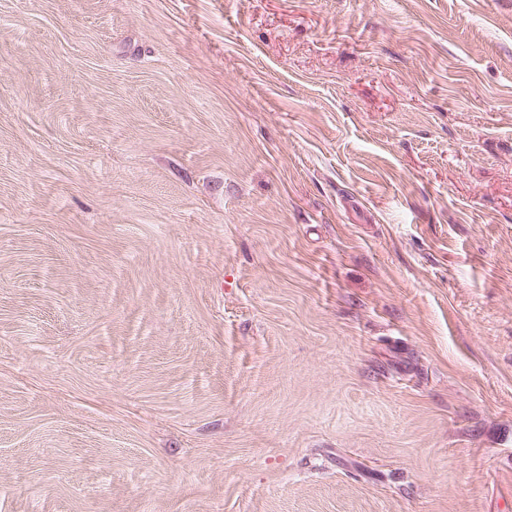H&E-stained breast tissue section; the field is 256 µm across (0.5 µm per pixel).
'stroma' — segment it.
Instances as JSON below:
<instances>
[{"mask_svg": "<svg viewBox=\"0 0 512 512\" xmlns=\"http://www.w3.org/2000/svg\"><path fill=\"white\" fill-rule=\"evenodd\" d=\"M0 512H512V0H0Z\"/></svg>", "mask_w": 512, "mask_h": 512, "instance_id": "35a3bbf8", "label": "stroma"}]
</instances>
